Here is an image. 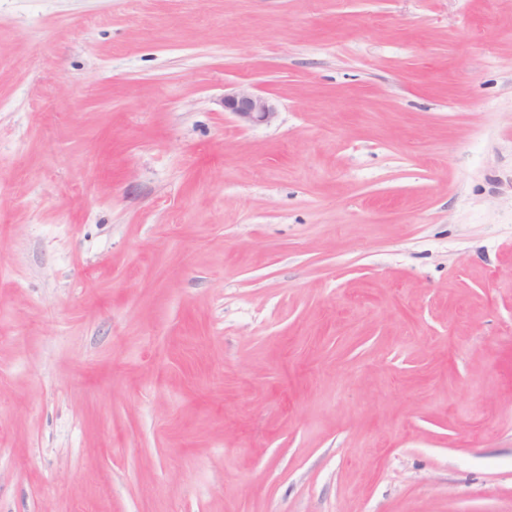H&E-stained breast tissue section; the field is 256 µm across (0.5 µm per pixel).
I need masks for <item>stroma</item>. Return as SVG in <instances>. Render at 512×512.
I'll use <instances>...</instances> for the list:
<instances>
[{"mask_svg":"<svg viewBox=\"0 0 512 512\" xmlns=\"http://www.w3.org/2000/svg\"><path fill=\"white\" fill-rule=\"evenodd\" d=\"M0 512H512V0H0ZM224 110L247 125L271 124L278 114L275 103L269 97L247 87L225 93Z\"/></svg>","mask_w":512,"mask_h":512,"instance_id":"1","label":"stroma"}]
</instances>
